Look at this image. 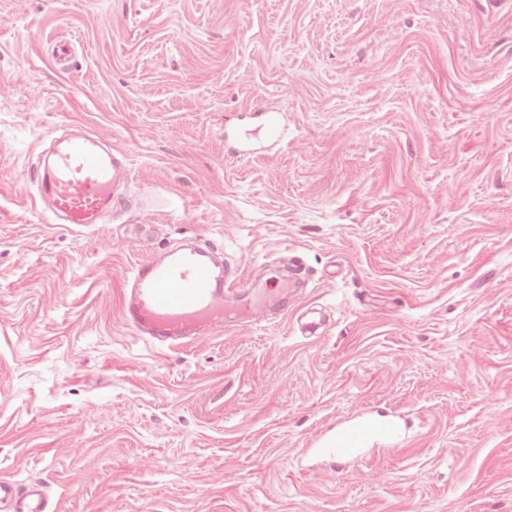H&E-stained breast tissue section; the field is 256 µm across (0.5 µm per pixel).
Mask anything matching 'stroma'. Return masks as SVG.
<instances>
[{
  "mask_svg": "<svg viewBox=\"0 0 512 512\" xmlns=\"http://www.w3.org/2000/svg\"><path fill=\"white\" fill-rule=\"evenodd\" d=\"M1 85L0 476L53 512H512V0H0ZM73 125L129 163L98 226L30 180ZM186 236L300 257L288 317L146 345L124 274ZM372 408L404 444L312 460Z\"/></svg>",
  "mask_w": 512,
  "mask_h": 512,
  "instance_id": "35a3bbf8",
  "label": "stroma"
}]
</instances>
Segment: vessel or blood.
Masks as SVG:
<instances>
[{"mask_svg":"<svg viewBox=\"0 0 512 512\" xmlns=\"http://www.w3.org/2000/svg\"><path fill=\"white\" fill-rule=\"evenodd\" d=\"M38 198L54 223L91 226L111 211L115 185L129 181L106 136L68 134L34 173ZM122 319L137 336L155 346H175L221 330L243 332L284 314L291 278L271 288L235 276L198 243L167 248L155 259L134 265L125 276ZM403 429L396 416L368 413L337 426L319 440L322 454L359 462L375 445L397 446ZM0 512H51L49 495L37 482L19 489L16 480L0 477Z\"/></svg>","mask_w":512,"mask_h":512,"instance_id":"1","label":"vessel or blood"}]
</instances>
